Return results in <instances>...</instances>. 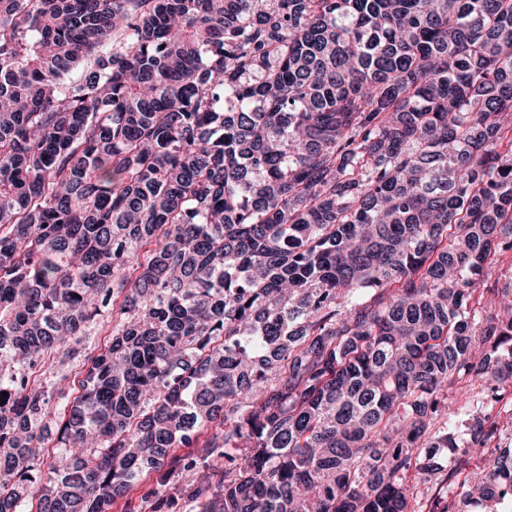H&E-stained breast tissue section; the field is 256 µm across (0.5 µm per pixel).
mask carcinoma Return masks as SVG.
Masks as SVG:
<instances>
[{"mask_svg": "<svg viewBox=\"0 0 512 512\" xmlns=\"http://www.w3.org/2000/svg\"><path fill=\"white\" fill-rule=\"evenodd\" d=\"M507 250L512 0H0V512H512ZM496 276L488 283L480 282L475 285V299H481L483 308L487 313H495L493 294L485 288H504L512 284V252H499L494 257ZM496 278V283H495ZM112 324L107 322V320L100 321L97 325L93 326L89 329V336H83V346L82 351L83 355L74 360H70L68 358L62 359L61 355H51L47 356L45 362H43L37 369L34 374L35 378H39L43 382H48V380L52 378L53 372H61L62 374H68L69 379L65 382V386L72 387L71 393L73 392V396H76L77 393L74 392L75 389H78V381L83 378V359L85 355H96L99 353L100 349L103 348L104 344L109 340L111 336L110 329ZM482 384L483 382L481 380H473L472 382H469L466 386H463L462 388L456 386L452 390V393H450L449 401L453 402L451 404V408L453 409V411H457L458 408L465 405V403L470 400V403L466 405L465 408L462 409V411L457 417V425L459 430L461 431L465 429L466 423L469 422V419L472 416L482 414L483 410L479 403L476 402L477 397H473L477 392L481 391V389L484 390L485 384ZM165 469L150 471L145 473L139 481L124 496L118 497L112 501V506L108 512H126L127 502L137 501L140 497L149 491L157 490L163 483V474Z\"/></svg>", "mask_w": 512, "mask_h": 512, "instance_id": "cac0c4a2", "label": "carcinoma"}]
</instances>
